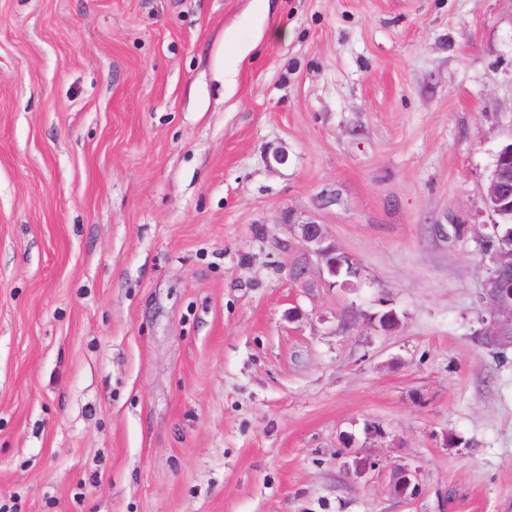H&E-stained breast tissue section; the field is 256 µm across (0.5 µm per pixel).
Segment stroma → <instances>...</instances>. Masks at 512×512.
<instances>
[{"label": "stroma", "mask_w": 512, "mask_h": 512, "mask_svg": "<svg viewBox=\"0 0 512 512\" xmlns=\"http://www.w3.org/2000/svg\"><path fill=\"white\" fill-rule=\"evenodd\" d=\"M510 143L512 0H0V504L512 512ZM486 201L490 209L498 216H502L506 209L512 212V143L505 145L498 154L486 188ZM499 219L502 224L497 223L494 235L489 241L493 249H498L505 244L503 238L512 229L511 213L503 215ZM299 229L302 241L310 246H313L314 253L320 259L321 263L326 266L330 274H336V261L335 267L331 268L326 260L330 255H334L337 260L348 265L351 277L356 278L358 276V266L352 257L346 255L345 253L338 252L333 246L324 245L325 235L321 224L310 221L304 224H299ZM343 271H345V267L340 268L338 274H336V277H340ZM493 259L487 296L493 313L501 318L494 322L493 336H505L502 339L509 341L512 338V250L510 254L502 252Z\"/></svg>", "instance_id": "obj_1"}]
</instances>
